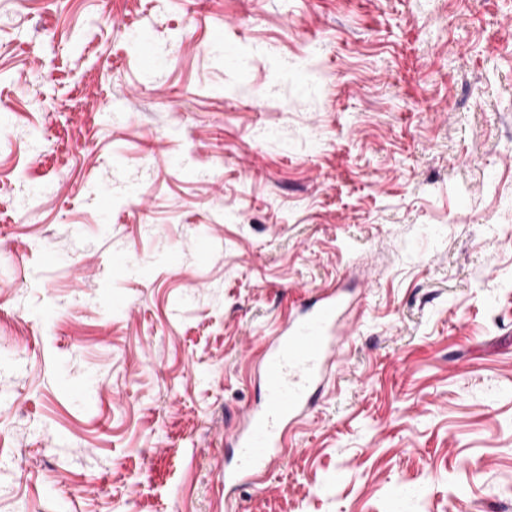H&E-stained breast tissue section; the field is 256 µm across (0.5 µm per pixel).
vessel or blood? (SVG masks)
Instances as JSON below:
<instances>
[{
  "instance_id": "obj_1",
  "label": "vessel or blood",
  "mask_w": 512,
  "mask_h": 512,
  "mask_svg": "<svg viewBox=\"0 0 512 512\" xmlns=\"http://www.w3.org/2000/svg\"><path fill=\"white\" fill-rule=\"evenodd\" d=\"M353 304L344 288L319 290L262 337L263 355L256 366L262 398L235 426L229 443L235 464L220 472L225 489L255 488L274 473L333 378Z\"/></svg>"
}]
</instances>
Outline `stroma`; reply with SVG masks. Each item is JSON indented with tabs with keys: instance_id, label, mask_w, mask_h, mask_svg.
Listing matches in <instances>:
<instances>
[{
	"instance_id": "obj_1",
	"label": "stroma",
	"mask_w": 512,
	"mask_h": 512,
	"mask_svg": "<svg viewBox=\"0 0 512 512\" xmlns=\"http://www.w3.org/2000/svg\"><path fill=\"white\" fill-rule=\"evenodd\" d=\"M336 285L334 382L225 494ZM0 512H512V0H0ZM353 304L344 288L319 290L261 337L263 355L256 372L263 395L235 425L228 444L235 465L220 471L224 489L258 488L274 473L288 442L334 378Z\"/></svg>"
}]
</instances>
